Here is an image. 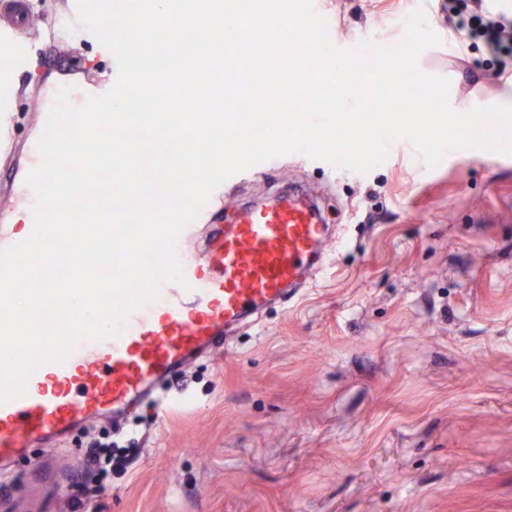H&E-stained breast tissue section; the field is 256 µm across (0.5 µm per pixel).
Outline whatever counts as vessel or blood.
Returning a JSON list of instances; mask_svg holds the SVG:
<instances>
[{"mask_svg":"<svg viewBox=\"0 0 512 512\" xmlns=\"http://www.w3.org/2000/svg\"><path fill=\"white\" fill-rule=\"evenodd\" d=\"M327 231L300 190L241 208L196 254L183 251L194 232L186 225L175 242L184 284H164L120 336L82 341L65 361L43 364L24 395L0 404V461L101 410L123 415L145 401L167 407L160 387L168 377L210 353L228 326L284 302L314 276Z\"/></svg>","mask_w":512,"mask_h":512,"instance_id":"b4317fda","label":"vessel or blood"}]
</instances>
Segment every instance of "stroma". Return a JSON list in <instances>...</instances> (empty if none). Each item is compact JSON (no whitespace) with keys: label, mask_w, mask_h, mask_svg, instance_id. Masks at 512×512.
Returning a JSON list of instances; mask_svg holds the SVG:
<instances>
[{"label":"stroma","mask_w":512,"mask_h":512,"mask_svg":"<svg viewBox=\"0 0 512 512\" xmlns=\"http://www.w3.org/2000/svg\"><path fill=\"white\" fill-rule=\"evenodd\" d=\"M38 26L7 100L14 163L29 166L31 100L102 77L99 40L68 31L63 0ZM446 0H317L330 37L400 43L422 13L438 36L417 65L447 78L450 105L512 99L483 45L458 60ZM306 188L339 231L301 296L262 311L167 386L191 403L165 421L132 412L126 470L95 496L88 439L40 442L0 470V512H512V155L478 148L428 166L395 145L360 174L301 153L242 175L197 229L241 204Z\"/></svg>","instance_id":"stroma-1"}]
</instances>
